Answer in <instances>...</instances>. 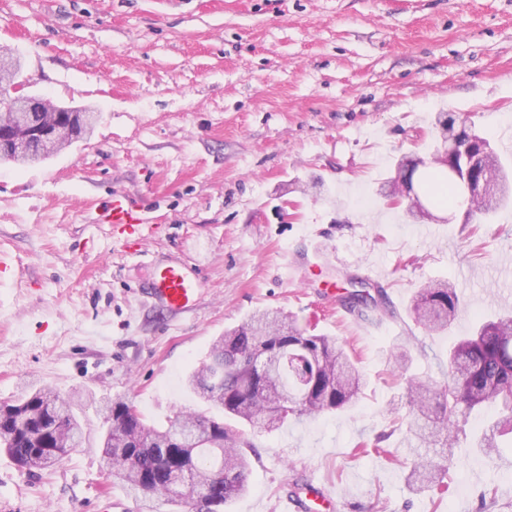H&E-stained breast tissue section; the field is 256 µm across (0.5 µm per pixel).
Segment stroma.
Listing matches in <instances>:
<instances>
[{
  "label": "stroma",
  "instance_id": "obj_1",
  "mask_svg": "<svg viewBox=\"0 0 512 512\" xmlns=\"http://www.w3.org/2000/svg\"><path fill=\"white\" fill-rule=\"evenodd\" d=\"M33 93L99 113L42 164L0 166V402L48 385L74 396L83 443L56 468L0 452V512H139L100 448L104 398L151 421L205 405L185 385L216 337L263 309L353 352L367 380L343 412L255 430L248 493L231 512H279L310 482L338 512H512V445L485 455L458 420L452 478L406 481L410 376L442 386L448 352L512 313V207L474 229L408 220L378 195L395 162L429 157L439 112L512 137V0H0V50ZM152 229L128 248L103 221L113 191ZM197 266V307L171 315L136 293L155 264ZM432 279L461 298L429 336L410 298ZM379 283L389 314L363 321L324 286ZM405 346L408 367L393 359ZM384 436L383 455L358 444Z\"/></svg>",
  "mask_w": 512,
  "mask_h": 512
}]
</instances>
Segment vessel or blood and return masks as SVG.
<instances>
[{"mask_svg":"<svg viewBox=\"0 0 512 512\" xmlns=\"http://www.w3.org/2000/svg\"><path fill=\"white\" fill-rule=\"evenodd\" d=\"M108 223L114 226L140 228L148 218L142 205L121 191H113L105 205ZM202 281L199 272L179 260L156 264L141 292L160 305L166 312H185L195 307L201 296ZM284 512H336L334 494L318 484L310 485L304 496L285 499Z\"/></svg>","mask_w":512,"mask_h":512,"instance_id":"obj_1","label":"vessel or blood"}]
</instances>
